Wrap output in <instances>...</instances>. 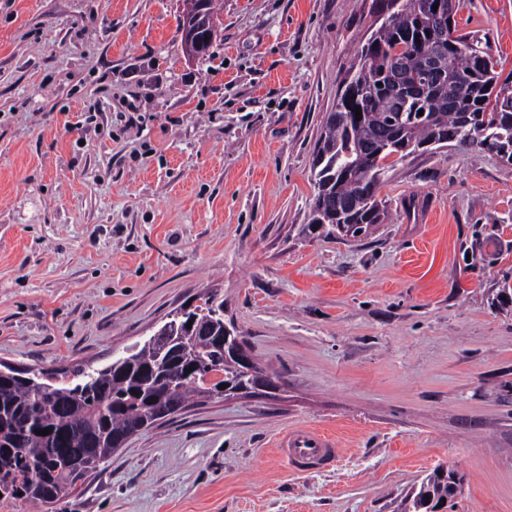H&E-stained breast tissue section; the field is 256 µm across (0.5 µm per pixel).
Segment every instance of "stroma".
<instances>
[{"instance_id":"1","label":"stroma","mask_w":512,"mask_h":512,"mask_svg":"<svg viewBox=\"0 0 512 512\" xmlns=\"http://www.w3.org/2000/svg\"><path fill=\"white\" fill-rule=\"evenodd\" d=\"M0 0V363L98 369L216 292L279 384L193 403L61 501L0 512H400L437 466L448 512H512V164L450 143L396 160L390 217L303 234L328 112L382 0ZM460 32L512 70V0ZM295 423L346 451L289 472ZM198 1L200 0L189 3L183 9L184 46L186 52L195 57H198L203 51L202 38L199 33L209 27L208 16H205L206 10L214 18L213 0H203L207 2L206 10L204 2Z\"/></svg>"}]
</instances>
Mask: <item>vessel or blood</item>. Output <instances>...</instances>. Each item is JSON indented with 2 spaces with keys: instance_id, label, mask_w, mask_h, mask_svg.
I'll return each mask as SVG.
<instances>
[{
  "instance_id": "obj_1",
  "label": "vessel or blood",
  "mask_w": 512,
  "mask_h": 512,
  "mask_svg": "<svg viewBox=\"0 0 512 512\" xmlns=\"http://www.w3.org/2000/svg\"><path fill=\"white\" fill-rule=\"evenodd\" d=\"M276 448L279 460L293 472L321 471L336 465L344 455L339 440L306 424L284 431Z\"/></svg>"
}]
</instances>
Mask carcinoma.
I'll list each match as a JSON object with an SVG mask.
<instances>
[{"mask_svg": "<svg viewBox=\"0 0 512 512\" xmlns=\"http://www.w3.org/2000/svg\"><path fill=\"white\" fill-rule=\"evenodd\" d=\"M396 2L353 66L369 98L364 115L356 120L338 99L336 119L326 120L318 140L325 160L311 166L314 193L306 229L320 236H336V225L344 222L364 237L383 223L386 209L377 190L393 155L404 158L424 145L458 138L481 152L494 149L512 163V72L501 78V60L489 44L467 33L454 36L445 77L423 79L426 57L442 53L430 37L431 0ZM353 201L363 205L354 210ZM196 309L197 335L173 318L161 326L176 338L167 349L149 338L103 369L75 368L55 384L33 369L0 376V497L56 503L142 426L159 424L163 411L182 409L191 399L211 400L208 373L247 380L214 340L224 329V300L211 293ZM190 366L193 378L185 376ZM160 368L172 384L165 393L145 379ZM46 428L52 432L36 434ZM446 498L448 478L435 470L406 496L401 512H444Z\"/></svg>", "mask_w": 512, "mask_h": 512, "instance_id": "carcinoma-1", "label": "carcinoma"}]
</instances>
